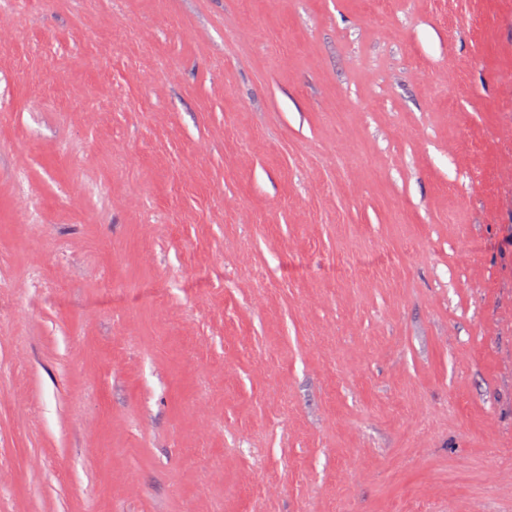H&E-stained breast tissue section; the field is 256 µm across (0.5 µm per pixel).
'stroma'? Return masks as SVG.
<instances>
[{
    "label": "stroma",
    "mask_w": 512,
    "mask_h": 512,
    "mask_svg": "<svg viewBox=\"0 0 512 512\" xmlns=\"http://www.w3.org/2000/svg\"><path fill=\"white\" fill-rule=\"evenodd\" d=\"M0 512H512V0H20Z\"/></svg>",
    "instance_id": "obj_1"
}]
</instances>
